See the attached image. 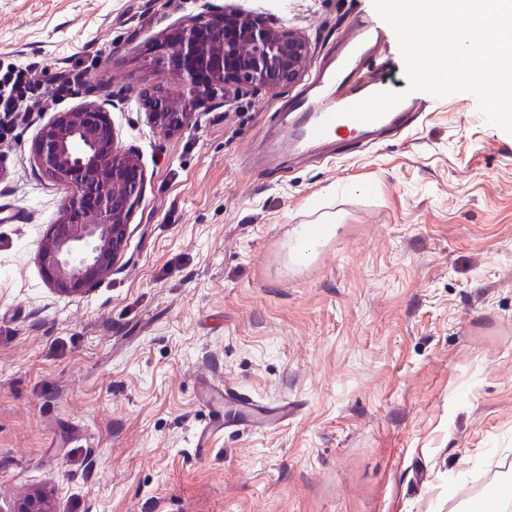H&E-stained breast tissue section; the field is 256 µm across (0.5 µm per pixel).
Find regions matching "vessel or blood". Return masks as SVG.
Listing matches in <instances>:
<instances>
[{
    "label": "vessel or blood",
    "mask_w": 512,
    "mask_h": 512,
    "mask_svg": "<svg viewBox=\"0 0 512 512\" xmlns=\"http://www.w3.org/2000/svg\"><path fill=\"white\" fill-rule=\"evenodd\" d=\"M400 74L391 46L372 21L356 19L337 56L323 62L313 76L307 94L292 101L283 114L284 135L279 149L303 155L312 143L343 144L357 147L381 136L397 135L413 125L429 106L418 98H404L381 119L361 123L338 117L337 112L367 97L395 90ZM327 123L323 135H315L320 123ZM213 407L206 427L196 435L197 450H205L209 437L230 427L258 425V412H268L273 421L293 417L299 406L282 403L266 409L249 395L232 387L209 392Z\"/></svg>",
    "instance_id": "obj_1"
}]
</instances>
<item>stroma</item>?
Listing matches in <instances>:
<instances>
[{
  "label": "stroma",
  "instance_id": "obj_1",
  "mask_svg": "<svg viewBox=\"0 0 512 512\" xmlns=\"http://www.w3.org/2000/svg\"><path fill=\"white\" fill-rule=\"evenodd\" d=\"M227 2L0 0V67L95 60L69 98L0 113V506L455 512L512 474V134L454 93L369 149L269 162L283 110L356 16L377 20L372 0H235L305 37L302 78L153 130L139 99L171 79L158 42ZM103 100L143 192L111 275L61 296L38 245L66 191L31 146ZM208 383L301 408L202 453ZM2 512H53L49 497L42 492L30 494L15 501L8 509L0 507Z\"/></svg>",
  "mask_w": 512,
  "mask_h": 512
}]
</instances>
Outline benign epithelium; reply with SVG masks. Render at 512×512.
Masks as SVG:
<instances>
[{"label":"benign epithelium","instance_id":"7a95c632","mask_svg":"<svg viewBox=\"0 0 512 512\" xmlns=\"http://www.w3.org/2000/svg\"><path fill=\"white\" fill-rule=\"evenodd\" d=\"M172 81L146 92L142 109L167 133L191 126L195 111L216 99L229 103L293 85L310 50L298 32L236 6L205 11L157 45ZM33 160L67 190L58 219L39 246V263L53 289L82 295L112 273L144 180L139 157L118 147L108 110L89 103L59 112L32 144ZM0 512H52L37 492Z\"/></svg>","mask_w":512,"mask_h":512}]
</instances>
